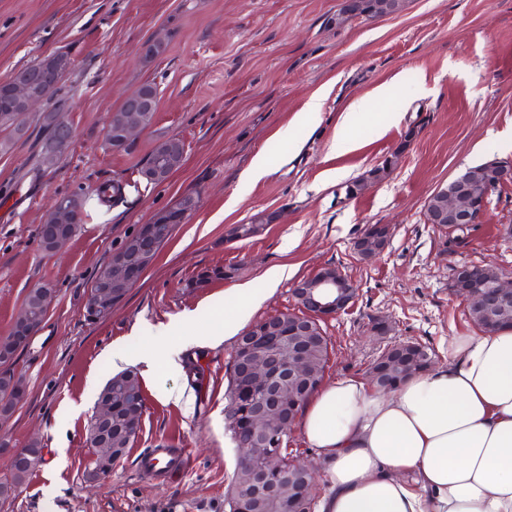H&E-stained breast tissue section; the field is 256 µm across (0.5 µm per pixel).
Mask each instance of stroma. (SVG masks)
Instances as JSON below:
<instances>
[{"instance_id":"stroma-1","label":"stroma","mask_w":512,"mask_h":512,"mask_svg":"<svg viewBox=\"0 0 512 512\" xmlns=\"http://www.w3.org/2000/svg\"><path fill=\"white\" fill-rule=\"evenodd\" d=\"M345 0H0V82L35 59L63 53L69 73L56 97L73 139L38 177L46 131L40 109L21 114L26 134L0 154V337L39 283L56 290L50 313L14 365L28 398L0 429L10 447L39 441L43 461L0 512H227L234 444L224 405L232 346L218 334L215 308L235 310L232 288L265 287L266 271L288 265L289 279L252 315L294 308L296 280L326 265L353 282L352 307L324 322L330 339L325 381L365 377L386 347L418 341L445 357L449 337L475 332L450 270L491 265L512 275V184L480 223L446 233L426 223L427 199L469 167L512 158V0H404L398 13L335 24ZM161 41V55L145 50ZM145 83L157 86L155 119L129 151L106 141L112 112ZM385 97H377L378 88ZM323 98L317 128L296 116L312 95ZM371 110L346 123L353 103ZM352 143L336 154L337 134ZM185 141L183 166L161 185L140 181L153 146ZM273 171L246 184L258 153ZM398 154L377 184L346 198V183ZM120 199L88 191L106 181ZM88 194L87 217L54 255L39 230L55 201ZM194 195L197 209L175 227L125 300L103 320L83 317L88 286L115 241L160 211ZM273 223L251 237L235 226L258 212ZM391 236L362 260L352 243L366 225ZM235 267L233 278H200L205 268ZM177 333L195 344L180 371L143 379L146 413L129 453L103 480L85 477L84 426L113 372L112 352L147 347V324L184 314ZM381 317L386 334L368 330ZM180 390V401L157 392ZM166 452L186 465L149 479L146 454Z\"/></svg>"}]
</instances>
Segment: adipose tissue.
I'll list each match as a JSON object with an SVG mask.
<instances>
[{
    "label": "adipose tissue",
    "instance_id": "adipose-tissue-1",
    "mask_svg": "<svg viewBox=\"0 0 512 512\" xmlns=\"http://www.w3.org/2000/svg\"><path fill=\"white\" fill-rule=\"evenodd\" d=\"M288 275L277 266L265 287L236 288L224 343ZM175 325L147 326L153 345L113 352V365L175 369L192 344ZM298 422L322 466L318 512H512V327L450 337L443 362L385 392L357 377L323 384Z\"/></svg>",
    "mask_w": 512,
    "mask_h": 512
}]
</instances>
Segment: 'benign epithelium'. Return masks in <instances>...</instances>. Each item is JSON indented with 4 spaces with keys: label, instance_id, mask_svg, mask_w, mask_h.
Listing matches in <instances>:
<instances>
[{
    "label": "benign epithelium",
    "instance_id": "benign-epithelium-1",
    "mask_svg": "<svg viewBox=\"0 0 512 512\" xmlns=\"http://www.w3.org/2000/svg\"><path fill=\"white\" fill-rule=\"evenodd\" d=\"M14 101L23 111L28 112L37 106L49 105V93L45 82L29 79L14 85ZM124 107L125 115L112 125V143L124 145L133 141L142 132L135 124L136 113L144 112L158 105V94L142 92L128 95ZM73 137L72 127H66L45 154V163L50 164L61 157L68 149ZM181 160V144L173 139L163 146L157 161L143 173V178L151 183L167 182L174 174ZM494 171L485 192L472 196L468 203L459 202L456 192H448L447 202L435 211L425 212L426 222L446 228L462 229L480 223L490 204V198L503 186L512 183V159H495L489 162ZM79 217L78 200L75 197L59 198L49 218L54 220L53 233L44 242V251L52 254L67 241L63 227L75 224ZM152 226H137L124 244L112 251V267L117 271L112 288H96L90 291L84 307L90 312L101 305L116 306L119 289L130 288L135 281L136 268L128 266L126 249L137 252L141 259L152 254ZM390 237V225L369 224L353 242L355 253L362 260H369L383 251ZM452 288L469 307L480 309L488 322H497V316L512 303V278L497 275L495 283L488 287L484 281V266H462L456 268L450 277ZM292 295L304 314L297 318H265L248 328L239 341L236 351L244 372L260 390L253 401L247 417L237 427L236 440L241 458L259 454L266 459V466L256 473V491L269 493L274 490L273 474L278 472L273 461L279 456V448L284 436L294 424V419L286 416L295 402L293 384L310 383L309 356L302 343L303 337L312 331L310 321L320 323L348 309L356 296L353 283L337 268L324 266L313 275L294 283ZM42 328L33 320H22L16 326L14 344L0 349V363L11 361L12 351L32 342Z\"/></svg>",
    "mask_w": 512,
    "mask_h": 512
}]
</instances>
